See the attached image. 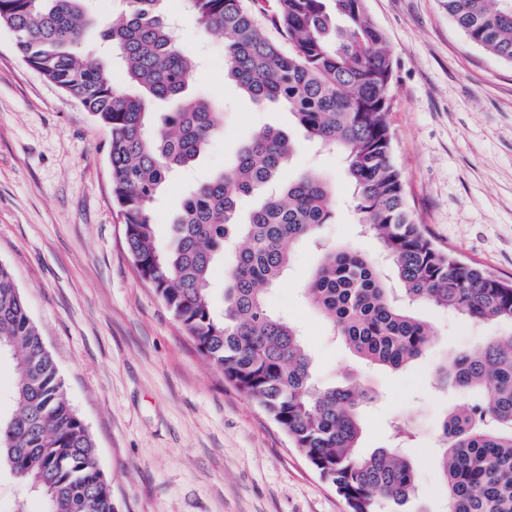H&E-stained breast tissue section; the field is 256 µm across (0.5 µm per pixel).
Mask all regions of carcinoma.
Segmentation results:
<instances>
[{"instance_id": "1", "label": "carcinoma", "mask_w": 512, "mask_h": 512, "mask_svg": "<svg viewBox=\"0 0 512 512\" xmlns=\"http://www.w3.org/2000/svg\"><path fill=\"white\" fill-rule=\"evenodd\" d=\"M89 0H0L22 60L73 97L110 133L112 193L139 276L224 380L252 399L344 499L347 512H400L416 471L391 448L357 452L362 408L373 394L358 383L322 388L302 333L275 315L266 294L292 260L291 246L317 241L334 215L331 187L317 174L284 181L295 144L265 127L239 148L234 166L199 184L155 241L152 202L171 174L194 163L224 113L186 95L190 51L161 11L162 0H127L105 21L107 59L82 54L93 23ZM201 32L224 34L225 77L253 101L288 108L307 137L338 151L358 221L376 236L383 262L354 248L322 244L305 288L332 336L373 365L400 369L420 358L436 332L418 305L495 323L505 334L437 367L441 385L476 394L437 427L448 512H512V281L435 245L409 210L388 122L393 60L365 0H275L282 49L245 0H186ZM474 44L512 63V0H445ZM119 68L131 95L113 81ZM157 101H176L161 123ZM268 188L243 221L242 199ZM237 242L216 310L210 280ZM14 362L15 409L0 416V475L46 502V512H113L96 446L69 403L55 362L11 271L0 264V357Z\"/></svg>"}]
</instances>
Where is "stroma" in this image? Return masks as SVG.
Returning a JSON list of instances; mask_svg holds the SVG:
<instances>
[{"label":"stroma","mask_w":512,"mask_h":512,"mask_svg":"<svg viewBox=\"0 0 512 512\" xmlns=\"http://www.w3.org/2000/svg\"><path fill=\"white\" fill-rule=\"evenodd\" d=\"M393 59L389 123L410 211L434 241L488 272L512 276V63L471 44L444 0H366ZM177 36L200 60L191 91L211 98L224 127L192 167L157 194L158 242L189 188L231 167L239 144L264 125L299 139L284 179L315 172L336 191L329 244L378 252L360 235L342 157L304 140L287 109L242 101L225 77L224 40L201 34L184 0H165ZM109 135L71 97L19 56L0 27V264L8 266L69 402L97 448L113 512H346L254 401L225 382L126 249L112 195ZM318 257L309 242L267 297L300 326L317 379L357 381L377 399L362 413L361 451L390 447V426L414 437L402 451L417 471L408 512H446L436 427L465 393L431 387L435 368L460 349L500 335L493 324L418 307L438 336L407 368L370 366L332 339L302 288Z\"/></svg>","instance_id":"obj_1"}]
</instances>
